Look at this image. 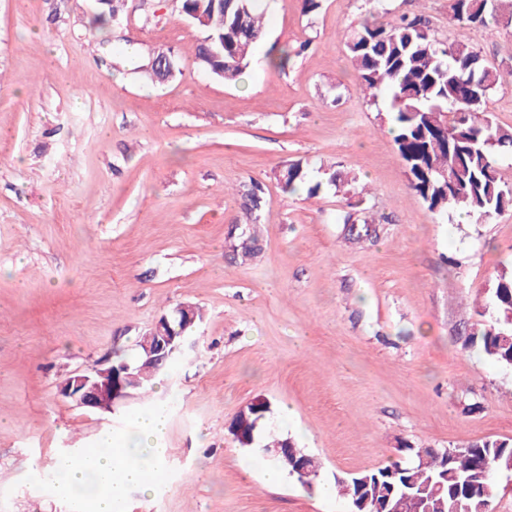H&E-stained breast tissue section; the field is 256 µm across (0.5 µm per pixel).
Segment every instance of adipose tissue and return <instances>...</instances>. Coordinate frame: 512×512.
Returning a JSON list of instances; mask_svg holds the SVG:
<instances>
[{
  "label": "adipose tissue",
  "mask_w": 512,
  "mask_h": 512,
  "mask_svg": "<svg viewBox=\"0 0 512 512\" xmlns=\"http://www.w3.org/2000/svg\"><path fill=\"white\" fill-rule=\"evenodd\" d=\"M168 421L165 407L137 416L122 435L102 433L95 448L58 461V487L70 512H119L130 490L152 493L148 474H161L160 445Z\"/></svg>",
  "instance_id": "ef3b65f1"
}]
</instances>
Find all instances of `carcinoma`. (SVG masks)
<instances>
[{"label": "carcinoma", "mask_w": 512, "mask_h": 512, "mask_svg": "<svg viewBox=\"0 0 512 512\" xmlns=\"http://www.w3.org/2000/svg\"><path fill=\"white\" fill-rule=\"evenodd\" d=\"M124 0H106L94 21L102 26L122 12ZM203 32L195 49L199 68L212 77L235 82L250 64L263 36L262 14L254 0H180ZM451 19L470 27L512 25V0H452ZM344 46L359 86L371 98L391 96L395 109L393 139L408 175L409 187L430 211L452 207L481 224L512 210V185L497 172L499 158L512 156V129L485 112L490 95L512 77L485 62L472 46L438 37L421 16L387 23H360L344 34ZM303 162L294 161L276 174L280 188L294 193L305 183ZM245 210L258 218L264 200L254 185L243 193ZM465 346L481 350L495 363L512 367V269L503 268L487 291ZM257 416L238 418L228 428L241 431L236 442L248 447L257 438ZM306 457L297 482L312 487L315 458ZM512 474V439L486 437L462 449H412V459L350 476H337L336 494L351 512H379L400 500L404 512H485L494 500L495 478Z\"/></svg>", "instance_id": "carcinoma-1"}]
</instances>
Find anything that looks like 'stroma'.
Wrapping results in <instances>:
<instances>
[{
	"mask_svg": "<svg viewBox=\"0 0 512 512\" xmlns=\"http://www.w3.org/2000/svg\"><path fill=\"white\" fill-rule=\"evenodd\" d=\"M264 36L241 81L194 63L202 31L171 0H0V512H69L58 456L126 432L165 404L164 478L122 512H349L335 477L404 447L512 438V367L464 348L473 307L512 265V211L485 223L431 212L409 187L389 95L364 97L340 38L369 19L425 16L512 69V27L450 23L448 0H260ZM295 55L279 72L270 50ZM171 50L173 76L137 68ZM337 167L366 189L284 193L276 172ZM265 204L249 220L243 187ZM376 237L349 240L347 215ZM258 239L249 259L234 247ZM202 319L152 391L112 412L76 406L60 382L114 353L180 303ZM266 431L320 464L312 489L263 481L262 445L228 426L255 397Z\"/></svg>",
	"mask_w": 512,
	"mask_h": 512,
	"instance_id": "35a3bbf8",
	"label": "stroma"
}]
</instances>
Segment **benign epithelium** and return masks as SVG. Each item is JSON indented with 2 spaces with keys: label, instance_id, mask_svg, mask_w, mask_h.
<instances>
[{
  "label": "benign epithelium",
  "instance_id": "7a95c632",
  "mask_svg": "<svg viewBox=\"0 0 512 512\" xmlns=\"http://www.w3.org/2000/svg\"><path fill=\"white\" fill-rule=\"evenodd\" d=\"M192 306L182 304L171 316H161L139 342L140 362L160 373L169 368L183 352L195 332ZM139 375L130 365L117 369L112 361H97L75 373L58 387L61 396L78 407L110 413L114 405L140 390Z\"/></svg>",
  "mask_w": 512,
  "mask_h": 512
}]
</instances>
